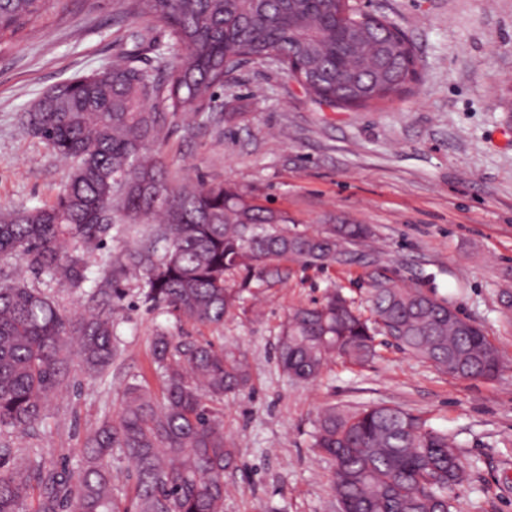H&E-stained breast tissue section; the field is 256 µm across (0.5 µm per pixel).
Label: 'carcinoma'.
<instances>
[{
    "mask_svg": "<svg viewBox=\"0 0 512 512\" xmlns=\"http://www.w3.org/2000/svg\"><path fill=\"white\" fill-rule=\"evenodd\" d=\"M46 0H0V47L15 42ZM147 25L132 34L103 70L55 86L53 112H27V130L73 162L50 205L0 212V256L22 255L33 277L87 281L88 255L112 225L103 207L131 224L163 225L162 249L128 252L126 268L142 276L143 302L178 320L221 327L244 304L253 280L284 261L323 267L353 261L373 237L367 224L322 232L288 226L283 212L231 184L171 181L160 152L169 115L200 117L211 108L226 71L240 59L276 67L292 62L304 90L321 103L358 108L392 100L417 77L418 58L405 33L381 17L338 23V0H133ZM166 29L174 62L153 68L156 28ZM375 265L366 310L342 289L294 308L277 341L278 368L312 382L332 359L364 367L377 337L449 375L493 380L504 362L475 324L448 316V299L402 288ZM241 277L238 287L228 282ZM123 289L112 301L73 317L25 277L0 283V429L27 431L45 416L65 382L72 354L91 375L116 355L114 327ZM153 360L161 395L128 383L117 418L90 430L77 473L28 458L0 465V512H224V476L238 469L214 403L250 385L245 356L232 345L174 341L159 330ZM311 447L333 461L330 490L337 512H457L455 490L469 479L459 443L429 419L375 403L330 407L319 415ZM128 460L134 499L120 508L112 458Z\"/></svg>",
    "mask_w": 512,
    "mask_h": 512,
    "instance_id": "obj_1",
    "label": "carcinoma"
}]
</instances>
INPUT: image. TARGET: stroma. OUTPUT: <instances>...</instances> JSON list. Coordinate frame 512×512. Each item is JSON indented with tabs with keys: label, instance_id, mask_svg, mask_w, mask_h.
<instances>
[{
	"label": "stroma",
	"instance_id": "35a3bbf8",
	"mask_svg": "<svg viewBox=\"0 0 512 512\" xmlns=\"http://www.w3.org/2000/svg\"><path fill=\"white\" fill-rule=\"evenodd\" d=\"M366 9L414 45L418 76L407 93L334 109L284 70L249 62L203 117H170L167 169L234 184L302 229L371 225L394 280L434 291L482 326L503 355L500 375L461 379L386 343L362 368L335 360L305 384L282 375L275 350L289 311L333 288L364 304L368 270L356 263H283L281 280L253 282L247 304L217 329L148 308L142 279L130 276L120 281L112 364L91 377L72 360L35 430H0V461L36 456L78 470L87 431L117 416L125 385L160 388L152 339L162 329L237 344L248 360L249 387L220 405L239 458L224 512H336L332 461L311 446L315 421L328 406L373 403L422 414L456 437L472 470L457 512H512V309L501 302L512 295V0H367ZM143 25L130 0H48L0 50V208L53 203L71 168L24 128L23 113L60 81L103 69ZM153 230L115 222L107 248L87 260L86 289L46 275L30 284L81 314Z\"/></svg>",
	"mask_w": 512,
	"mask_h": 512
}]
</instances>
